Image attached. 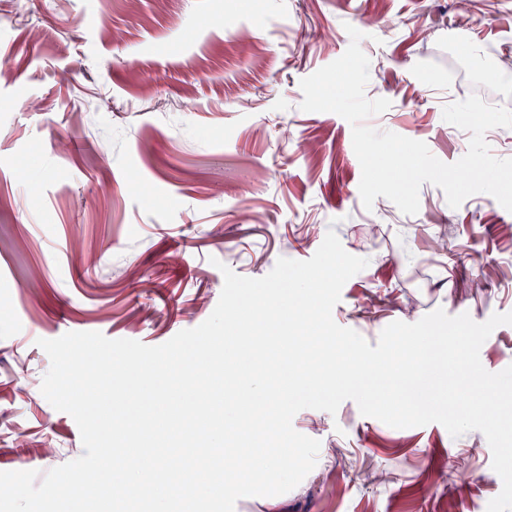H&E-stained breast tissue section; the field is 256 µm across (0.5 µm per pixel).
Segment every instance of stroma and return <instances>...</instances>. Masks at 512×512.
I'll return each instance as SVG.
<instances>
[{"label": "stroma", "mask_w": 512, "mask_h": 512, "mask_svg": "<svg viewBox=\"0 0 512 512\" xmlns=\"http://www.w3.org/2000/svg\"><path fill=\"white\" fill-rule=\"evenodd\" d=\"M351 26L366 96L391 102L367 126L453 163L469 139L442 118L449 85L512 109V0H0V471L84 453L41 392L39 340L163 344L211 315L222 267L263 277L331 229L369 261L333 318L369 343L439 308L512 312V212L485 193L451 208L429 183L417 214L365 209L350 124L301 110ZM293 427L319 440L314 469L235 512H487L502 489L478 431L397 429L351 400Z\"/></svg>", "instance_id": "35a3bbf8"}]
</instances>
